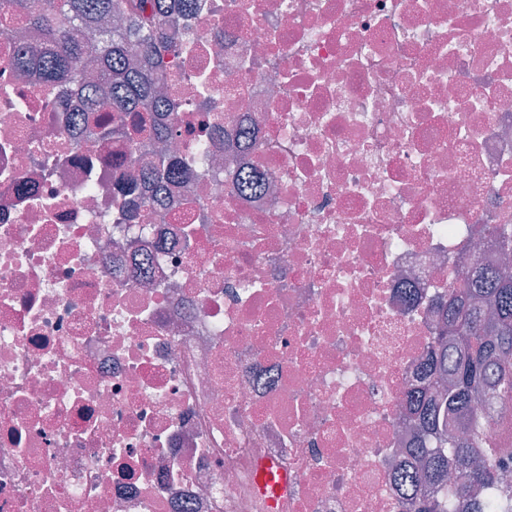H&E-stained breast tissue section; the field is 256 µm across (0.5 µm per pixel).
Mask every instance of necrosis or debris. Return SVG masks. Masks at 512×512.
Segmentation results:
<instances>
[{
    "mask_svg": "<svg viewBox=\"0 0 512 512\" xmlns=\"http://www.w3.org/2000/svg\"><path fill=\"white\" fill-rule=\"evenodd\" d=\"M171 38L194 176L139 216L132 147L0 40V512H399L434 303L512 224V0H199ZM258 482L266 491L269 502L274 504L288 484L286 475L273 463L261 464L258 468Z\"/></svg>",
    "mask_w": 512,
    "mask_h": 512,
    "instance_id": "obj_1",
    "label": "necrosis or debris"
}]
</instances>
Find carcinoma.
Returning a JSON list of instances; mask_svg holds the SVG:
<instances>
[{
    "mask_svg": "<svg viewBox=\"0 0 512 512\" xmlns=\"http://www.w3.org/2000/svg\"><path fill=\"white\" fill-rule=\"evenodd\" d=\"M0 36L14 28L35 33L20 44L17 68L51 86L73 88L82 99L81 123L100 135L122 134L156 147L134 159V177L188 181L193 170L171 164L158 147L169 133L153 113L163 103L158 73L170 48L169 28L177 22L167 0H4ZM91 26L96 40L74 35ZM262 187L242 173L239 192ZM496 248L512 254V224L490 229ZM445 322L432 337L417 383L404 392L413 411L419 442L396 467L403 497L401 512H451L452 497L478 499L488 490L512 500V445L487 437L512 405V271L487 265L460 274L445 305Z\"/></svg>",
    "mask_w": 512,
    "mask_h": 512,
    "instance_id": "1",
    "label": "carcinoma"
}]
</instances>
